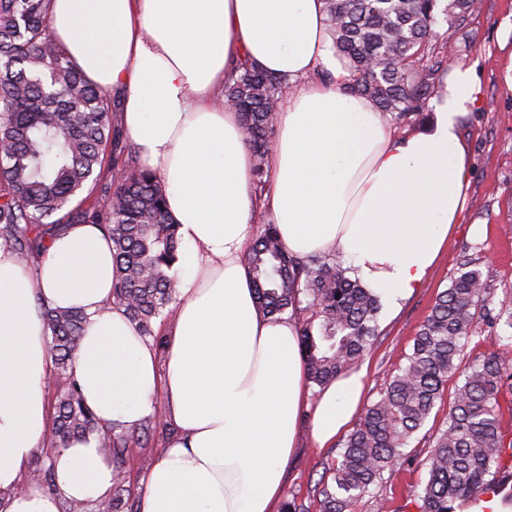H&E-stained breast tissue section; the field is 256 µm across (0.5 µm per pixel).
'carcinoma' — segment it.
<instances>
[{"mask_svg": "<svg viewBox=\"0 0 512 512\" xmlns=\"http://www.w3.org/2000/svg\"><path fill=\"white\" fill-rule=\"evenodd\" d=\"M52 0H0V248L27 265L37 263L64 224H98L112 241V297L141 333L164 347L154 329L176 299L181 236L167 210V186L139 164L105 167L106 147L125 153L113 125L112 94L90 84L52 38ZM333 44L352 75L347 92L370 99L400 132L432 98L447 94L448 56L436 49L438 0H325ZM479 8L478 0H448L447 39ZM277 77L247 62L225 96L236 104L243 135L264 185L280 91ZM256 299L270 316H288L297 328L311 383L319 388L349 370L379 336L378 296L350 275L340 256L303 259L288 251L277 226H258L245 257ZM53 369L63 384L52 402L45 436L48 456L71 440L97 435L117 469L107 505L138 512L124 494L120 471L129 443L149 441L146 419L132 432L103 430L73 378L87 316L80 309L40 306ZM512 330V295L488 306L479 262L460 261L448 288L437 293L418 327L406 364L380 398L364 408L341 444L331 480L321 484V512H354L385 471L404 462L420 431L457 376L444 429L428 440V479L418 512H465L487 490L512 480V459L501 397L512 393V351L495 348L465 360L477 321Z\"/></svg>", "mask_w": 512, "mask_h": 512, "instance_id": "cac0c4a2", "label": "carcinoma"}]
</instances>
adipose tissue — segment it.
<instances>
[{
	"instance_id": "ef3b65f1",
	"label": "adipose tissue",
	"mask_w": 512,
	"mask_h": 512,
	"mask_svg": "<svg viewBox=\"0 0 512 512\" xmlns=\"http://www.w3.org/2000/svg\"><path fill=\"white\" fill-rule=\"evenodd\" d=\"M52 37L119 103L141 166L168 186L181 258L166 361L112 298V245L67 224L29 267L0 249V512H62L109 495L96 438L32 479L49 427L51 361L40 307L88 316L74 376L101 426L134 430L165 395L178 435L149 471L141 512H276L304 409L331 443L362 406L366 369L311 393L293 322L259 309L244 262L254 217L299 257L340 255L388 309L421 288L460 221L470 161L461 123L479 89L456 67L423 129L389 133L347 93L324 0H53ZM283 80L259 187L224 86L240 62Z\"/></svg>"
}]
</instances>
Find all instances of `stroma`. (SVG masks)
<instances>
[{"label": "stroma", "instance_id": "obj_1", "mask_svg": "<svg viewBox=\"0 0 512 512\" xmlns=\"http://www.w3.org/2000/svg\"><path fill=\"white\" fill-rule=\"evenodd\" d=\"M512 49V0H481L453 44L452 64L475 67L481 104L469 113L462 137L471 159L470 183L462 221L448 241V250L426 282L406 299L398 312L382 311L380 334L367 355L369 373L366 402L378 399L387 382L405 364L418 326L429 314L436 294L450 284L459 262L480 260L491 303L512 293V71L507 52ZM167 424L157 425L148 447L129 448L122 469L131 491L158 462L159 450L170 435ZM410 464L386 473L379 490L387 506L413 501L428 474L423 465L429 448L412 440ZM339 446L318 448L309 434L299 445L286 470L285 499L302 503L307 512H319L317 487L329 479Z\"/></svg>", "mask_w": 512, "mask_h": 512}]
</instances>
